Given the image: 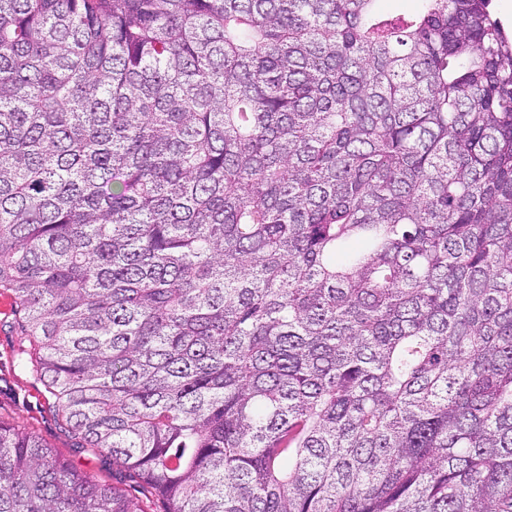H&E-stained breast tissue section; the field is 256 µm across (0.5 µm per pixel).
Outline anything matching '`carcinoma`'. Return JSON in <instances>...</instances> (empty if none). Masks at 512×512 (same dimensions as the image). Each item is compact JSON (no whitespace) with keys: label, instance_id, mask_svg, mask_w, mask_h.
<instances>
[{"label":"carcinoma","instance_id":"obj_1","mask_svg":"<svg viewBox=\"0 0 512 512\" xmlns=\"http://www.w3.org/2000/svg\"><path fill=\"white\" fill-rule=\"evenodd\" d=\"M0 0V291L164 512H512L491 0ZM0 512H143L0 421Z\"/></svg>","mask_w":512,"mask_h":512}]
</instances>
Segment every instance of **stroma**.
Here are the masks:
<instances>
[{
  "instance_id": "1",
  "label": "stroma",
  "mask_w": 512,
  "mask_h": 512,
  "mask_svg": "<svg viewBox=\"0 0 512 512\" xmlns=\"http://www.w3.org/2000/svg\"><path fill=\"white\" fill-rule=\"evenodd\" d=\"M30 342L18 327L14 302L0 294V420L32 432L77 469L103 482L112 480V460L80 449L62 425L50 394L28 361Z\"/></svg>"
}]
</instances>
